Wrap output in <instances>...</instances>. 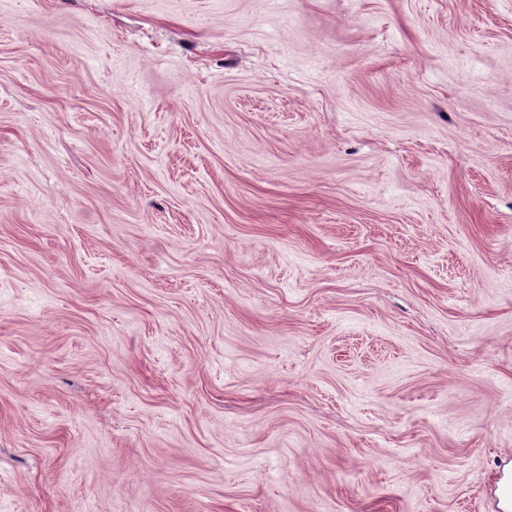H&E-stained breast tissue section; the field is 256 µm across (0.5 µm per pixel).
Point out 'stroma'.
<instances>
[{"label": "stroma", "instance_id": "obj_1", "mask_svg": "<svg viewBox=\"0 0 512 512\" xmlns=\"http://www.w3.org/2000/svg\"><path fill=\"white\" fill-rule=\"evenodd\" d=\"M512 501V0H0V512Z\"/></svg>", "mask_w": 512, "mask_h": 512}]
</instances>
